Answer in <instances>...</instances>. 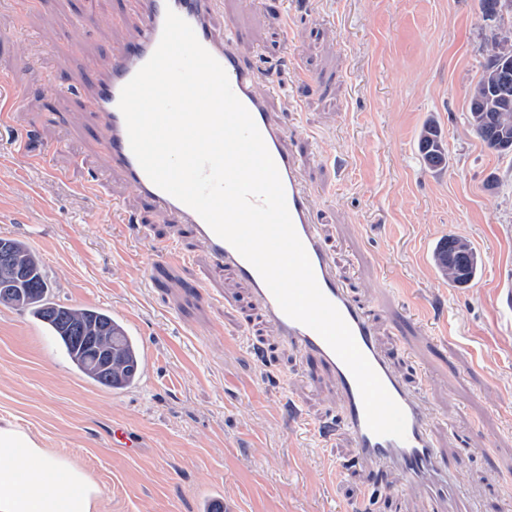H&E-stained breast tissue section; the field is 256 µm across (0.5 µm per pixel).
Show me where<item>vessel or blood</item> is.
I'll list each match as a JSON object with an SVG mask.
<instances>
[{
	"mask_svg": "<svg viewBox=\"0 0 512 512\" xmlns=\"http://www.w3.org/2000/svg\"><path fill=\"white\" fill-rule=\"evenodd\" d=\"M219 0H127L122 12L112 14L116 25L137 30L134 42L117 46L106 70H90L82 86L72 87L69 96L94 115L112 171L164 218L190 228L205 246L214 267H232L252 290L268 321L280 338L314 358L335 379L342 395L339 425L350 435L357 459L369 468L392 470L407 483H421L437 494L452 493L455 476L444 461L427 426L418 393L400 379L387 355L375 341V331L343 286L314 222L310 194L303 183L301 159L288 144V130L273 112L266 96L256 88L257 72L241 57L236 28L216 34L213 15ZM174 11L194 29L199 42L221 64L231 87L253 117L271 154L285 190L294 228L303 242L316 280L324 295L338 308L354 339L385 388L403 409L406 437L399 440L369 430L356 380L347 366L314 330L292 320L280 309L257 270L232 245L218 237L190 207L158 188L134 156L124 117L118 107L123 86L151 57L159 44L165 15Z\"/></svg>",
	"mask_w": 512,
	"mask_h": 512,
	"instance_id": "vessel-or-blood-1",
	"label": "vessel or blood"
}]
</instances>
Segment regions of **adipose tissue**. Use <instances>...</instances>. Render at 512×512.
<instances>
[{
  "mask_svg": "<svg viewBox=\"0 0 512 512\" xmlns=\"http://www.w3.org/2000/svg\"><path fill=\"white\" fill-rule=\"evenodd\" d=\"M100 509V487L80 463L0 417V512Z\"/></svg>",
  "mask_w": 512,
  "mask_h": 512,
  "instance_id": "adipose-tissue-1",
  "label": "adipose tissue"
}]
</instances>
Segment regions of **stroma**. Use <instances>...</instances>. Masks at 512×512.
Listing matches in <instances>:
<instances>
[{
	"instance_id": "35a3bbf8",
	"label": "stroma",
	"mask_w": 512,
	"mask_h": 512,
	"mask_svg": "<svg viewBox=\"0 0 512 512\" xmlns=\"http://www.w3.org/2000/svg\"><path fill=\"white\" fill-rule=\"evenodd\" d=\"M118 3L0 0V80L20 98L0 123V237L40 255L55 300L118 318L140 377L95 385L40 322L0 305V416L85 466L105 512H448L354 460L334 380L279 339L234 270H212L189 229L113 175L88 115L49 90L135 38L110 21ZM229 24L287 117L345 288L423 398L463 512H512V156L466 120L486 57L478 0H222L214 26ZM430 120L441 171L417 150ZM451 234L480 259L465 288L432 262Z\"/></svg>"
}]
</instances>
